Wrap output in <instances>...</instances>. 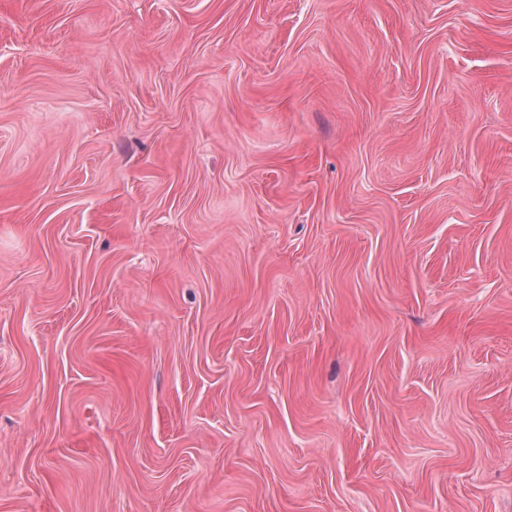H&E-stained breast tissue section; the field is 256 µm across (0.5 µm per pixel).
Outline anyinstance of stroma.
<instances>
[{"mask_svg":"<svg viewBox=\"0 0 512 512\" xmlns=\"http://www.w3.org/2000/svg\"><path fill=\"white\" fill-rule=\"evenodd\" d=\"M0 512H512V0H0Z\"/></svg>","mask_w":512,"mask_h":512,"instance_id":"35a3bbf8","label":"stroma"}]
</instances>
